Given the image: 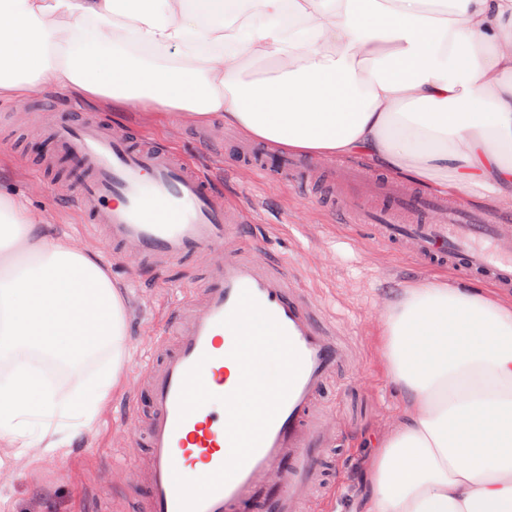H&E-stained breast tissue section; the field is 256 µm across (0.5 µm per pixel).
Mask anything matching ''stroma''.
<instances>
[{"instance_id": "35a3bbf8", "label": "stroma", "mask_w": 512, "mask_h": 512, "mask_svg": "<svg viewBox=\"0 0 512 512\" xmlns=\"http://www.w3.org/2000/svg\"><path fill=\"white\" fill-rule=\"evenodd\" d=\"M49 94L60 98L59 107L32 96L0 109V187L26 202L33 223L49 225L108 268L124 298L128 356L93 424L66 448L34 453L0 440V512H141L146 490L133 486L129 475L145 467L146 450L142 433L132 431L122 414L134 412L140 423L148 419L142 366L154 337L171 339L176 304L190 299L206 273L204 257L159 271L112 254L105 240L87 233L82 211L66 200L72 162L50 134L75 106L87 117L107 119L150 144L179 151L222 181L225 196L249 212L243 233L257 242L263 258L290 264L299 288L355 337V358L323 393L337 445L327 492L313 512H360L367 443L397 428L403 408L383 357L385 314L404 289L432 278L453 284L456 276L425 267L407 251L378 246L359 227L292 188L286 175L257 174L237 155L243 132L221 119L115 110L59 88Z\"/></svg>"}]
</instances>
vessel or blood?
I'll list each match as a JSON object with an SVG mask.
<instances>
[{
  "mask_svg": "<svg viewBox=\"0 0 512 512\" xmlns=\"http://www.w3.org/2000/svg\"><path fill=\"white\" fill-rule=\"evenodd\" d=\"M57 148L76 166L77 196L89 230L114 253L166 266L206 255L210 262L200 299L178 311L174 348L157 346L147 361L152 413L146 512H178L174 476L186 467L198 475L217 471L230 441L221 404L210 402L179 415L186 373L201 365L211 392L230 376V330L223 320L242 290H249L286 332L302 368L260 446L199 512H306L324 481L321 456L336 437L320 421L319 398L328 380L352 356L349 339L335 324L319 321V307L292 277L238 242L246 211L224 198L212 179L177 153L144 145L104 121L74 119L54 130ZM282 163L296 186L321 178L338 201L337 215L364 225L389 248H411L427 267L443 268L474 282L512 292V222L499 212L410 191L361 165L316 168L286 155Z\"/></svg>",
  "mask_w": 512,
  "mask_h": 512,
  "instance_id": "obj_1",
  "label": "vessel or blood"
}]
</instances>
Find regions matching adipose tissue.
Returning <instances> with one entry per match:
<instances>
[{"label": "adipose tissue", "mask_w": 512, "mask_h": 512, "mask_svg": "<svg viewBox=\"0 0 512 512\" xmlns=\"http://www.w3.org/2000/svg\"><path fill=\"white\" fill-rule=\"evenodd\" d=\"M38 87L512 200V0H0V99ZM102 352L70 398L31 363L76 371ZM126 353L106 268L0 188V438L36 448L55 426L65 447ZM384 358L404 408L366 512H512V301L418 283L386 313Z\"/></svg>", "instance_id": "obj_1"}]
</instances>
